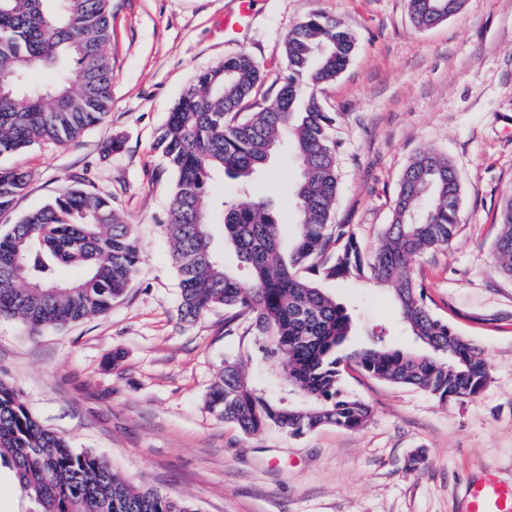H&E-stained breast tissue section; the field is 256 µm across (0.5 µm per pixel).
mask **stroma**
I'll return each instance as SVG.
<instances>
[{"label": "stroma", "instance_id": "stroma-1", "mask_svg": "<svg viewBox=\"0 0 512 512\" xmlns=\"http://www.w3.org/2000/svg\"><path fill=\"white\" fill-rule=\"evenodd\" d=\"M236 8V0H112L105 121L73 144L0 159L31 175L0 229L81 175L132 225L142 251L131 287L106 315L37 336L0 318V379L73 448L192 500L199 512H463L468 484L486 471L512 481V276L495 252L499 212L512 198V0H465L458 14L424 30L408 0H256L243 38L218 28ZM315 11L357 40L346 69L320 93L336 116L334 221L350 225L370 251L411 159L447 155L462 185L457 233L413 269L435 313L483 350L491 374L477 398L442 404L352 372L347 389L373 408L361 429L246 436L208 410L207 395L227 359H242L256 381L271 369L254 336L225 335L223 309L180 321L162 229L173 176L154 144L196 72L231 56L259 65L242 110L260 111L288 74L289 29ZM112 139L121 147L104 155ZM296 178L292 149L281 143L258 187L287 224ZM329 290L357 320L353 346L375 331L415 348L384 289L354 280Z\"/></svg>", "mask_w": 512, "mask_h": 512}]
</instances>
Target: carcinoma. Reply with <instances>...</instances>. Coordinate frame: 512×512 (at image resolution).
<instances>
[{
    "label": "carcinoma",
    "instance_id": "cac0c4a2",
    "mask_svg": "<svg viewBox=\"0 0 512 512\" xmlns=\"http://www.w3.org/2000/svg\"><path fill=\"white\" fill-rule=\"evenodd\" d=\"M418 29L457 14L465 0H408ZM112 0H0V157L41 143L78 140L112 107ZM355 36L313 12L285 39L288 77L274 100L239 117L260 80L245 55L199 71L169 113L155 148L174 179L169 224L178 277L180 320L192 323L224 308L226 335L243 334L274 366L281 395L228 359L207 407L244 435L266 430L293 436L334 425L357 430L371 406L344 388L355 370L438 400L476 397L490 378L482 350L428 303L411 261L448 245L459 221L461 183L442 153H418L404 170L391 221L363 258L348 224L333 223L339 175L335 118L318 90L347 67ZM49 68V83L34 80ZM284 139L299 164L291 188L296 222H281L266 198L210 210L209 185L222 172L247 187ZM28 171L0 166V214L13 209ZM42 207L0 232V317L31 333L106 314L129 288L141 253L132 225L110 199L81 177ZM251 277L242 280L214 246V227ZM501 270L512 276V202L500 215L495 243ZM308 270L318 279L302 275ZM365 278L386 290L420 348L405 350L374 333L349 350L353 315L322 281ZM7 463L29 512H198L186 500L135 484L87 450H76L30 412L17 389L0 381V462Z\"/></svg>",
    "mask_w": 512,
    "mask_h": 512
}]
</instances>
